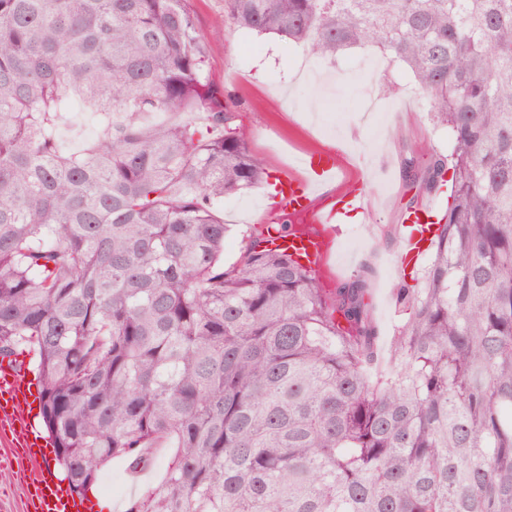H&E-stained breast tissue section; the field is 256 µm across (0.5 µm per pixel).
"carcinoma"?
<instances>
[{
  "label": "carcinoma",
  "instance_id": "obj_1",
  "mask_svg": "<svg viewBox=\"0 0 512 512\" xmlns=\"http://www.w3.org/2000/svg\"><path fill=\"white\" fill-rule=\"evenodd\" d=\"M319 58L371 45L452 150L423 272L379 362L364 276L330 288L274 228L224 262L263 179L184 0H0V357L83 496L176 448L127 512H512V0H224ZM102 134L63 151L68 112Z\"/></svg>",
  "mask_w": 512,
  "mask_h": 512
}]
</instances>
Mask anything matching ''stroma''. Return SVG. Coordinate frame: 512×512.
I'll return each mask as SVG.
<instances>
[{
  "mask_svg": "<svg viewBox=\"0 0 512 512\" xmlns=\"http://www.w3.org/2000/svg\"><path fill=\"white\" fill-rule=\"evenodd\" d=\"M185 6L207 38L205 72L234 103L236 122L246 131L248 147L268 175L266 185L224 201V221L231 226L224 244L225 262L235 261L249 227L296 224V217L276 210L271 185L289 177L304 178L308 155L335 154L340 163L335 194L362 189L372 214L355 224L357 247L339 239L326 282L337 288L356 275L366 276L379 334L377 349L385 351L402 322L392 287L404 277L397 255L407 218L413 213L439 218L448 199L447 186L432 191L413 186L403 175V164L412 156L418 170H427L436 155L450 151L447 132L434 129L427 102L412 92L406 69L374 47L347 50L332 63L320 61L303 46L279 37L226 26L224 0H186ZM386 81L394 90L378 100L383 120L374 129H364V94L377 92ZM173 454L170 447L151 449L152 464L136 483L127 476V460L112 459L93 483L95 498L109 503L110 512H126L133 498L161 481ZM106 476L121 483V492L104 488ZM27 507V486L17 475L8 443L0 441V512H26Z\"/></svg>",
  "mask_w": 512,
  "mask_h": 512,
  "instance_id": "35a3bbf8",
  "label": "stroma"
}]
</instances>
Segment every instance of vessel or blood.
I'll return each instance as SVG.
<instances>
[{"label": "vessel or blood", "mask_w": 512, "mask_h": 512, "mask_svg": "<svg viewBox=\"0 0 512 512\" xmlns=\"http://www.w3.org/2000/svg\"><path fill=\"white\" fill-rule=\"evenodd\" d=\"M305 165L320 181L336 173L335 159L328 153L313 155L306 159ZM276 206L317 222L331 219L329 213L313 211L308 185L291 180L281 184ZM329 239V233L299 226L288 236L280 238L278 244L298 257L308 269L322 272L327 268ZM28 375L29 361L25 355L0 360V433L10 436L14 449L19 451L23 460L33 464L32 470L24 477L26 484L34 490L33 512H88L86 501L72 493L68 484L57 477L54 468L37 461L42 441L27 415L30 397Z\"/></svg>", "instance_id": "b4317fda"}]
</instances>
